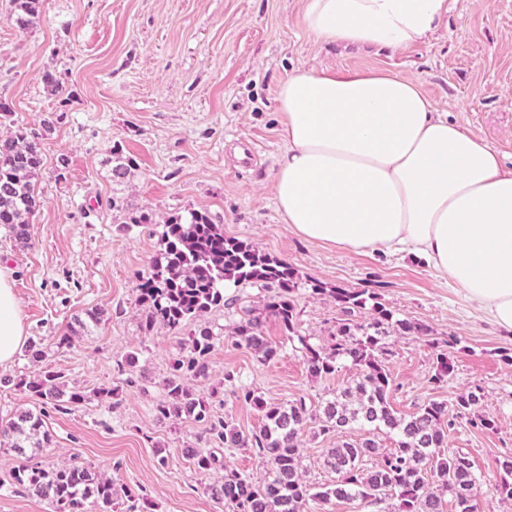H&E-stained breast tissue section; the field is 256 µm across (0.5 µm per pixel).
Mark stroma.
Returning a JSON list of instances; mask_svg holds the SVG:
<instances>
[{"instance_id":"obj_1","label":"stroma","mask_w":512,"mask_h":512,"mask_svg":"<svg viewBox=\"0 0 512 512\" xmlns=\"http://www.w3.org/2000/svg\"><path fill=\"white\" fill-rule=\"evenodd\" d=\"M303 0H45L41 22L20 28L11 0H0V136L40 135L43 166L30 241L0 229V262L12 271L26 330L23 348L0 367V428L22 410L44 412L51 442L32 454L42 466L76 463L112 478L127 512L129 493L145 491L149 512H225L209 487L222 470L201 472L186 456L199 445L193 417L161 422L166 379L197 329L216 336L208 373L190 389L214 414L244 433L261 415L236 397L249 388L267 402L302 399L320 408L357 374L341 362L332 375L311 376L297 341L266 320L280 357L264 361L230 330L262 307L269 292L244 282L225 289L223 304L172 329L146 328L137 302L140 277L158 257L164 222L190 210L223 224L225 237L287 262L295 270L298 331L324 345L341 312L328 291L372 288L399 319L429 335H394L386 365L390 404L409 415L429 400L448 402L478 388V408L496 422L476 430L458 420L444 447L468 454L479 479L481 512H512L494 492L495 461L512 453V331L485 319L459 288L405 254L362 255L297 237L274 202L273 179L284 148L276 109L278 84L299 67L341 72L384 70L416 79L435 109L483 138L512 171V0H448V24L424 41L379 53L323 46L300 25ZM62 83V103L44 83ZM52 131H44L45 119ZM135 169L113 183V146ZM148 213L129 224L128 212ZM324 293H312L313 284ZM100 321H89L92 311ZM87 323L62 344L75 320ZM40 359H32L31 349ZM453 369L432 384L438 350ZM136 364H128L129 356ZM45 371L83 401L42 409L19 388ZM233 374L226 382L225 374ZM335 437L308 427L301 436L302 476L321 485L336 476L324 465ZM19 459L0 447V512H52L47 501L15 487Z\"/></svg>"}]
</instances>
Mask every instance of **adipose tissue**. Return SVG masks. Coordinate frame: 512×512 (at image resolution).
Masks as SVG:
<instances>
[{"label":"adipose tissue","mask_w":512,"mask_h":512,"mask_svg":"<svg viewBox=\"0 0 512 512\" xmlns=\"http://www.w3.org/2000/svg\"><path fill=\"white\" fill-rule=\"evenodd\" d=\"M447 13L448 0H304L301 23L323 44L399 50ZM276 101L284 150L273 194L297 236L423 259L512 330V173L493 147L435 112L416 79L386 71L299 68ZM24 342L0 263V365Z\"/></svg>","instance_id":"adipose-tissue-1"}]
</instances>
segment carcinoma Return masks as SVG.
I'll return each mask as SVG.
<instances>
[{
    "mask_svg": "<svg viewBox=\"0 0 512 512\" xmlns=\"http://www.w3.org/2000/svg\"><path fill=\"white\" fill-rule=\"evenodd\" d=\"M41 2L12 0L16 24L22 28L36 25ZM42 164L37 133L19 130L0 137V227L19 241L28 240L29 218L37 207L33 179ZM133 168V159L124 156L120 147H113L112 181L123 182ZM161 241L162 252L149 276L138 285L137 302L148 308L149 324L177 328L224 302V289L260 282L273 295L262 312L248 314L233 328L238 343L264 361L279 357L281 346L263 332L264 322L272 317L288 339H298L312 374H333L341 361L357 369L354 383L327 400L319 415L302 399L284 407L268 403L251 389H239L237 398L262 414L259 429L245 434L214 415L209 402L194 397L187 386V381L206 374V358L215 341L207 327L196 332L165 381L167 398L155 408L158 418L191 415L203 425L210 443L218 448H252L267 468L264 481L255 483L247 474L226 469L224 457L213 450L186 449L199 471L224 470L223 480L209 487L215 501L229 512H302L311 505L321 512V506L333 499L367 502L378 507L377 512H444L448 497L455 512H477V477L471 461L459 452H441L445 433L458 418H466L476 429L495 428L493 419L476 411L480 400L476 391L458 395L450 405L429 400L408 417L398 415L388 402L391 379L384 363L389 354L388 337L397 333L425 335L427 328L395 318L370 288L315 285L312 292L329 294L345 318L337 322L328 344L314 346L298 335L294 304L298 282L288 263L224 237V227L205 211L170 217ZM366 308L371 311L369 319L355 321L357 313ZM59 379L60 375L46 371L20 386L41 403L59 408L63 397ZM310 421L318 425L319 433L338 437L324 461L336 474V481L318 488L299 474L303 458L299 438ZM43 426L40 415L24 412L0 433L15 438L12 448L23 454L26 442L34 448L49 446L51 439ZM352 427L390 434L394 447L383 452L371 436L342 438ZM496 465L503 476L494 491L512 499V455L496 460ZM14 482L48 500L52 512H112L117 496L111 479L78 465L45 469L23 462L15 470Z\"/></svg>",
    "mask_w": 512,
    "mask_h": 512,
    "instance_id": "cac0c4a2",
    "label": "carcinoma"
}]
</instances>
